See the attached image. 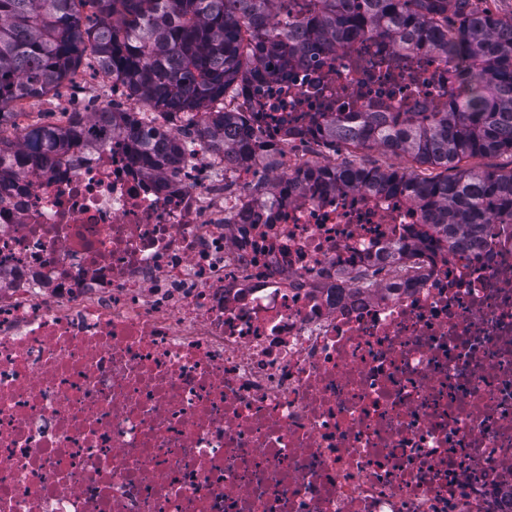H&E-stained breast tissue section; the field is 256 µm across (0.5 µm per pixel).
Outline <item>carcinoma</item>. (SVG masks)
Returning <instances> with one entry per match:
<instances>
[{
	"instance_id": "carcinoma-1",
	"label": "carcinoma",
	"mask_w": 512,
	"mask_h": 512,
	"mask_svg": "<svg viewBox=\"0 0 512 512\" xmlns=\"http://www.w3.org/2000/svg\"><path fill=\"white\" fill-rule=\"evenodd\" d=\"M274 5L275 0H0V122L11 116L6 107L69 79L88 49L87 67L111 71L132 106L121 115L75 112L63 126L29 127L21 145H0V187L111 127L128 135L148 171L173 168L184 141L172 137L165 153H158L133 110L196 112L232 85L270 74L272 65L285 67L295 55L334 50L375 32L399 51L448 57L467 79L466 96L449 93L424 121L412 112H350L325 128L324 140L378 148L395 158L407 155L447 175L324 164L288 179L286 188H354L375 198L400 192L451 250L492 238L497 224L512 225V170L461 166L474 157L512 156V18L480 12L471 0H311L303 20L283 22ZM85 6L97 20L89 29L81 24ZM450 12L458 20L453 28ZM239 122L238 113L217 111L203 135L245 165L251 143H224V131Z\"/></svg>"
}]
</instances>
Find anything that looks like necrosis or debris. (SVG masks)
Segmentation results:
<instances>
[{
    "instance_id": "4bbe7bcc",
    "label": "necrosis or debris",
    "mask_w": 512,
    "mask_h": 512,
    "mask_svg": "<svg viewBox=\"0 0 512 512\" xmlns=\"http://www.w3.org/2000/svg\"><path fill=\"white\" fill-rule=\"evenodd\" d=\"M455 82L364 36L225 94L250 165L144 112L176 174L115 132L0 192V512H512V228L450 251L400 195L252 191L266 147L295 176L339 113Z\"/></svg>"
}]
</instances>
